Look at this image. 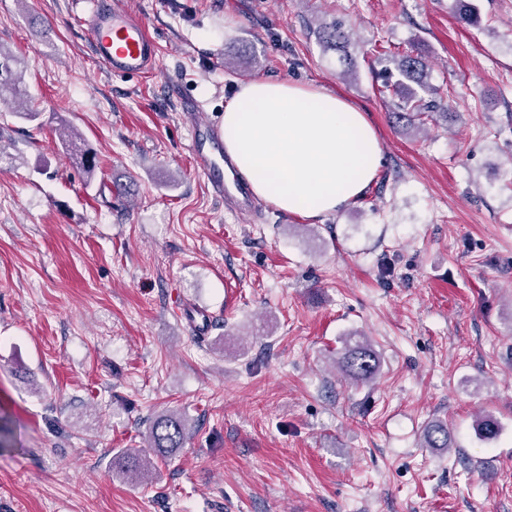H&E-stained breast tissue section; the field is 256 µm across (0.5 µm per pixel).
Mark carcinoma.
Here are the masks:
<instances>
[{"label": "carcinoma", "instance_id": "1", "mask_svg": "<svg viewBox=\"0 0 512 512\" xmlns=\"http://www.w3.org/2000/svg\"><path fill=\"white\" fill-rule=\"evenodd\" d=\"M318 35L324 47L336 52L339 60L347 67L352 65L349 51L350 35L343 25L334 21L319 27ZM13 56L0 49V99L5 94L14 98L24 97L19 87V78L14 76ZM426 64L410 52L398 55L396 71L399 79L392 90L398 95L394 104V118L409 128H419L424 124L425 117L430 112L447 107L443 96L434 88L425 85L423 81ZM430 94V98L421 93ZM78 134L72 131L68 134V146L78 150ZM80 151V150H78ZM80 169L88 176L94 174L97 168V157L87 150L80 151ZM338 364L342 372L355 382L372 380L380 371L381 361L378 353L362 336L356 334L347 336L342 341ZM187 439L185 419L174 413L161 414L150 424L147 452L157 459H164L179 448L184 447ZM423 440L427 448H448L451 436L448 425L435 422L424 429ZM150 463L149 457H140V451L132 448L121 450L112 458V469L124 477L139 484L147 485L149 480L141 475L145 465Z\"/></svg>", "mask_w": 512, "mask_h": 512}]
</instances>
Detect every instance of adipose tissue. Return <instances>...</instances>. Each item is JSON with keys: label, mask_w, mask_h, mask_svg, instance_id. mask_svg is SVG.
I'll return each mask as SVG.
<instances>
[{"label": "adipose tissue", "mask_w": 512, "mask_h": 512, "mask_svg": "<svg viewBox=\"0 0 512 512\" xmlns=\"http://www.w3.org/2000/svg\"><path fill=\"white\" fill-rule=\"evenodd\" d=\"M221 130L254 194L310 219L363 197L381 165L367 112L321 87L252 81L226 102Z\"/></svg>", "instance_id": "adipose-tissue-1"}]
</instances>
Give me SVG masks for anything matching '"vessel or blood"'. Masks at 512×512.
<instances>
[{
  "label": "vessel or blood",
  "mask_w": 512,
  "mask_h": 512,
  "mask_svg": "<svg viewBox=\"0 0 512 512\" xmlns=\"http://www.w3.org/2000/svg\"><path fill=\"white\" fill-rule=\"evenodd\" d=\"M72 14L87 35L92 55L108 73L144 74L156 63L157 47L146 20L121 6L119 0H71ZM190 150L200 162L212 193L239 216H251L255 198L248 183L224 179L232 158L224 151L217 125L194 122Z\"/></svg>",
  "instance_id": "1"
}]
</instances>
